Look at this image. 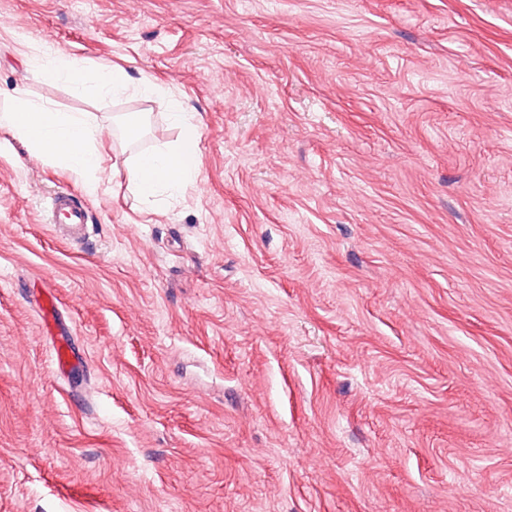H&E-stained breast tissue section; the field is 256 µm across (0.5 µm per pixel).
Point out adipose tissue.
Here are the masks:
<instances>
[{
	"instance_id": "obj_1",
	"label": "adipose tissue",
	"mask_w": 512,
	"mask_h": 512,
	"mask_svg": "<svg viewBox=\"0 0 512 512\" xmlns=\"http://www.w3.org/2000/svg\"><path fill=\"white\" fill-rule=\"evenodd\" d=\"M42 74L69 84L76 92L99 96H117L136 91L145 99L158 100L171 125L178 130L172 145L130 156L125 166L129 189L148 206L183 194L200 173L201 124L182 100L163 90L150 77L130 82L120 68L89 72L84 63L40 53ZM0 129L23 141L39 157L54 161L83 178L88 187H96L103 157L98 149L105 126L88 112H58L38 103L24 92H17L6 110L0 111Z\"/></svg>"
}]
</instances>
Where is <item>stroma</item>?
<instances>
[{
    "instance_id": "obj_1",
    "label": "stroma",
    "mask_w": 512,
    "mask_h": 512,
    "mask_svg": "<svg viewBox=\"0 0 512 512\" xmlns=\"http://www.w3.org/2000/svg\"><path fill=\"white\" fill-rule=\"evenodd\" d=\"M44 46L200 177L148 215L112 133L93 193L0 129V512H512V0H0V110L146 150ZM42 74L62 80L77 93L117 96L133 86L139 96L157 99L165 108L167 120L178 129V138L149 152L130 156L125 166L129 189L149 207L184 194L200 173L201 124L195 112H189L182 100L163 90L150 77H142L132 85L121 68L100 69L90 77L84 63L56 56L50 48L40 50ZM112 122H116L124 131V137L129 143H134L139 139L147 124V113L131 112L123 113L112 117ZM48 218L51 224L66 227L78 234L89 223L87 208L77 202L68 190L56 192L50 197Z\"/></svg>"
}]
</instances>
